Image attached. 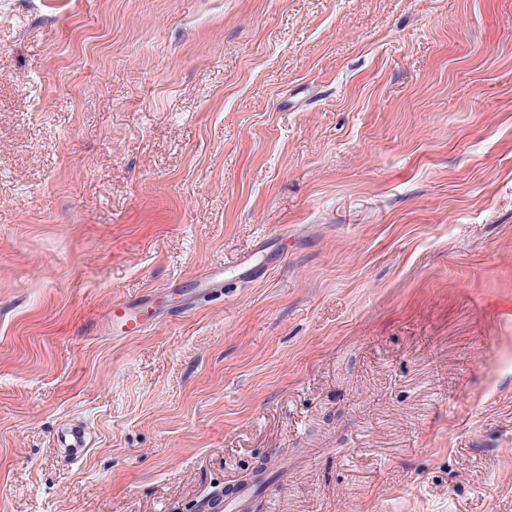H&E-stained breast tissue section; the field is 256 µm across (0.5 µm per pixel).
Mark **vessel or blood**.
Instances as JSON below:
<instances>
[{"label":"vessel or blood","mask_w":512,"mask_h":512,"mask_svg":"<svg viewBox=\"0 0 512 512\" xmlns=\"http://www.w3.org/2000/svg\"><path fill=\"white\" fill-rule=\"evenodd\" d=\"M223 287V271H209L182 290L180 303L172 308L162 306L154 294L119 300L105 315L101 330L116 337L139 335L154 324L188 313L201 298L222 291ZM264 481V476H256L239 485L231 494L210 497L203 502L202 508L204 512H250L256 492Z\"/></svg>","instance_id":"1"}]
</instances>
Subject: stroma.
<instances>
[{"mask_svg":"<svg viewBox=\"0 0 512 512\" xmlns=\"http://www.w3.org/2000/svg\"><path fill=\"white\" fill-rule=\"evenodd\" d=\"M259 465L251 512H512V0H0V512ZM223 288L224 270L219 269L205 272L190 286H182V299L172 308L162 306L158 294L144 293L133 299H121L113 303L100 330L109 336L113 335V338L139 335L154 324L188 313L201 298L221 292Z\"/></svg>","mask_w":512,"mask_h":512,"instance_id":"35a3bbf8","label":"stroma"}]
</instances>
